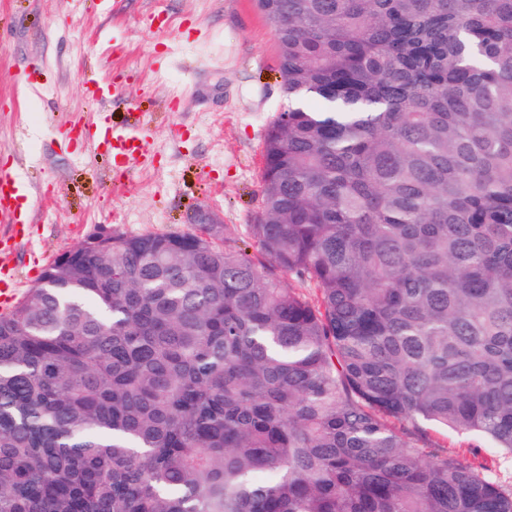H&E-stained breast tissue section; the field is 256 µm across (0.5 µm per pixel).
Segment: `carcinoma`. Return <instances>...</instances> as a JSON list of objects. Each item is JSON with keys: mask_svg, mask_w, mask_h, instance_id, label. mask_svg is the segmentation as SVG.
Segmentation results:
<instances>
[{"mask_svg": "<svg viewBox=\"0 0 512 512\" xmlns=\"http://www.w3.org/2000/svg\"><path fill=\"white\" fill-rule=\"evenodd\" d=\"M255 264L106 227L0 313V512H512V0H255ZM294 275L317 290L287 288ZM428 435L435 446L448 451V454L458 456L465 462L473 460V456L469 453L468 448H475L480 457L484 458L487 454L490 442L473 434H462L452 430L431 427L428 428Z\"/></svg>", "mask_w": 512, "mask_h": 512, "instance_id": "1", "label": "carcinoma"}]
</instances>
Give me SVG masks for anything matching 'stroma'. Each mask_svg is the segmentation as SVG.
<instances>
[{"label":"stroma","instance_id":"35a3bbf8","mask_svg":"<svg viewBox=\"0 0 512 512\" xmlns=\"http://www.w3.org/2000/svg\"><path fill=\"white\" fill-rule=\"evenodd\" d=\"M117 88L114 124L143 130L149 165L110 166L93 134L84 81ZM271 26L253 0H0V167L32 198L26 222L0 226V258L27 290L58 254L108 226L123 235L190 234L197 208L224 244L262 255L263 148L287 106ZM471 461L490 443L429 428Z\"/></svg>","mask_w":512,"mask_h":512}]
</instances>
